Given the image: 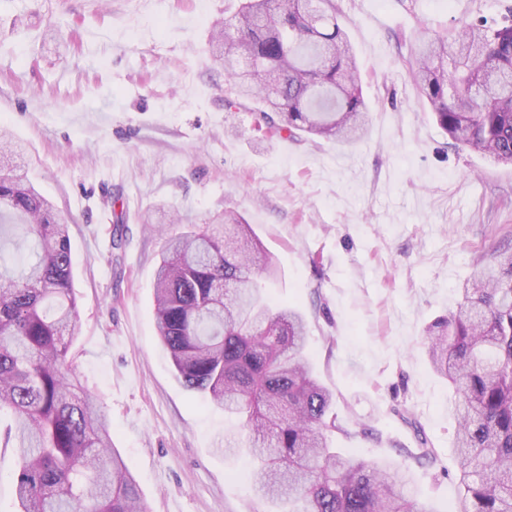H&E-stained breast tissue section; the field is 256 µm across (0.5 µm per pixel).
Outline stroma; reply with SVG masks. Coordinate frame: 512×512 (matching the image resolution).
<instances>
[{
    "instance_id": "1",
    "label": "stroma",
    "mask_w": 512,
    "mask_h": 512,
    "mask_svg": "<svg viewBox=\"0 0 512 512\" xmlns=\"http://www.w3.org/2000/svg\"><path fill=\"white\" fill-rule=\"evenodd\" d=\"M240 0H0V133L66 219L71 348L148 512H276L237 422L176 377L153 285L165 240L227 209L251 224L296 305L307 350L350 431L336 447L408 466L405 493L447 512L456 492L451 391L427 326L455 308L473 261L512 246V166L449 145L411 85L414 34L512 0H336L369 106L364 139L268 138L224 109L209 40ZM412 415L404 423L401 413ZM424 430L441 465L409 455Z\"/></svg>"
}]
</instances>
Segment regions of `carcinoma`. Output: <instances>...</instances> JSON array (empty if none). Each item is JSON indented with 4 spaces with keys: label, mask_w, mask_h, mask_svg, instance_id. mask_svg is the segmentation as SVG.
I'll return each instance as SVG.
<instances>
[{
    "label": "carcinoma",
    "mask_w": 512,
    "mask_h": 512,
    "mask_svg": "<svg viewBox=\"0 0 512 512\" xmlns=\"http://www.w3.org/2000/svg\"><path fill=\"white\" fill-rule=\"evenodd\" d=\"M409 69L418 96L453 145L512 165V14L417 32ZM210 49L229 84L224 110L260 104V121L290 137L338 144L363 138L367 105L336 0H242ZM0 135V411L17 458V512H147L112 428L70 354L79 319L68 225L10 162ZM27 224L35 260L21 252ZM277 276L251 225L227 211L170 238L155 291L158 336L190 391L240 419L224 452L244 450L261 498L282 512H437L404 493L403 466L333 447L350 437L336 395L307 356V324L273 303L261 279ZM457 309L426 329L433 371L453 388L459 476L451 512H512V253L483 259L458 289ZM414 458L439 454L417 422Z\"/></svg>",
    "instance_id": "obj_1"
}]
</instances>
